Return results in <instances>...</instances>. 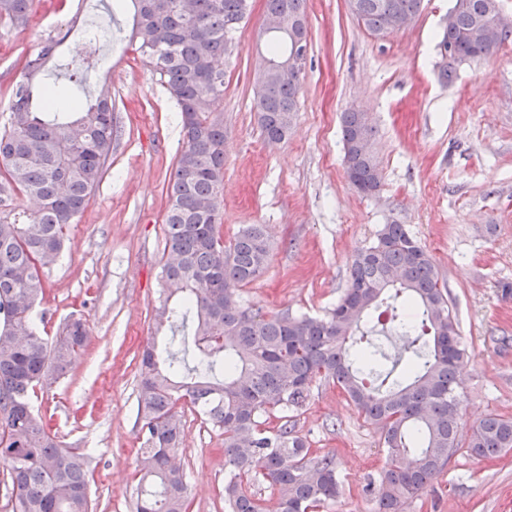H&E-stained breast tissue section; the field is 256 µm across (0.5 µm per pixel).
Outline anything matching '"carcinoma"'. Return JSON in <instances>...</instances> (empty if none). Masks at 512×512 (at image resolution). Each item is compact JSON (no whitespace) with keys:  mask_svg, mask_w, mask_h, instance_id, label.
<instances>
[{"mask_svg":"<svg viewBox=\"0 0 512 512\" xmlns=\"http://www.w3.org/2000/svg\"><path fill=\"white\" fill-rule=\"evenodd\" d=\"M129 41L175 100L183 146L167 187L163 288L153 309L154 334L140 358L138 417L141 473L136 512H187L184 471L169 454L184 439L179 401L224 432V512H308L336 499L340 481L329 455L310 456L288 413L304 407L316 379L339 387L381 434L386 462L368 490L375 512H408L460 445L463 394L458 372L468 359L433 256L404 224H385L351 261L349 284L325 318L244 309L237 288L258 278L272 250L264 224L221 239L224 189V69L247 0H130ZM423 0H357L353 16L371 34L387 14L411 16ZM32 0H0V21L22 27ZM499 0H466L448 11L437 44L438 75L483 60L512 41V29L481 36ZM269 13L302 24L273 40L272 56L308 38L304 0H265ZM68 33L47 38L29 59L0 126V462L8 467L12 512H92L88 460L64 445L31 407L36 389L65 375L85 344L87 329L67 321L54 336L34 325L31 307L44 294L43 275L61 253L69 225L90 203L119 135L112 96L74 98L58 111L57 94L36 80ZM305 68L288 80L256 81L258 120L265 138H288L298 112ZM345 167L364 194L381 185L366 112L341 114ZM36 208L21 216L14 198ZM278 411L281 423L265 416ZM478 457L512 450V420L488 413L466 440ZM253 476L273 499L244 487Z\"/></svg>","mask_w":512,"mask_h":512,"instance_id":"carcinoma-1","label":"carcinoma"}]
</instances>
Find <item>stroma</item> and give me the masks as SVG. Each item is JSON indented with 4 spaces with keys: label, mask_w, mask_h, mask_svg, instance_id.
Instances as JSON below:
<instances>
[{
    "label": "stroma",
    "mask_w": 512,
    "mask_h": 512,
    "mask_svg": "<svg viewBox=\"0 0 512 512\" xmlns=\"http://www.w3.org/2000/svg\"><path fill=\"white\" fill-rule=\"evenodd\" d=\"M453 0H424L406 29L376 36L347 0H306L310 51L288 139L266 143L253 88L271 55L265 2L234 34L224 64V240L264 224L274 249L266 271L238 290L266 315L325 316L343 296L351 259L385 224L407 225L433 255L469 360L460 372L465 425L488 413L512 418V43L438 78L436 44ZM128 0H33L26 26L0 24V120L27 60L58 31L69 36L45 82L66 90L87 35L105 56L89 95L109 88L121 127L88 207L68 229L32 313L55 335L71 318L85 348L35 411L89 458L93 512H134L140 447V356L153 334L164 260L166 185L182 147L180 112L129 45ZM369 113L382 169L379 190L356 192L345 174L340 115ZM178 455L188 512H224V435L181 402ZM314 455H332L341 493L319 512H372L366 486L385 462L380 432L335 385L313 381L293 415ZM415 512H512V451L476 458L459 447Z\"/></svg>",
    "instance_id": "obj_1"
}]
</instances>
